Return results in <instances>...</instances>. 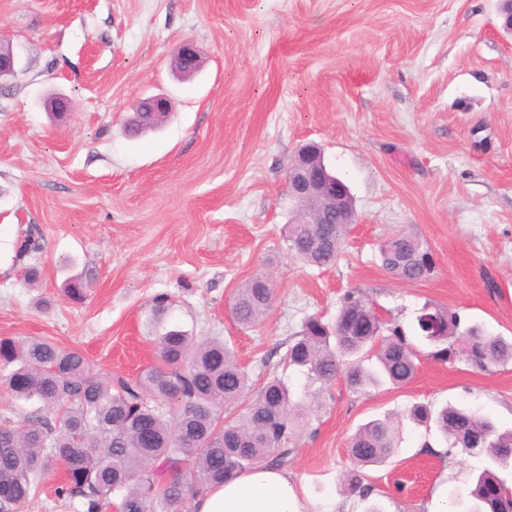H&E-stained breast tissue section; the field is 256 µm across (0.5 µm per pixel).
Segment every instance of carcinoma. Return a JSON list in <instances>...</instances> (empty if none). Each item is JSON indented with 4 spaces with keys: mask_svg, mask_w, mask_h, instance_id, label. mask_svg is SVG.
Listing matches in <instances>:
<instances>
[{
    "mask_svg": "<svg viewBox=\"0 0 512 512\" xmlns=\"http://www.w3.org/2000/svg\"><path fill=\"white\" fill-rule=\"evenodd\" d=\"M154 125L135 113L126 131L135 136ZM347 228L290 224L287 242L302 262L322 268L335 263ZM380 257L383 269L402 281L425 280L435 271L428 248L406 234L387 239ZM88 292L82 280L65 288L74 303L84 302ZM271 299L268 280L252 277L234 295L235 320L244 327L257 325ZM171 308L165 295L152 299L157 362L133 382L102 378L83 353L46 339H0V368L8 370L0 385L19 400L39 404L20 421L0 418V512H17L38 492L41 474L55 464L65 470L55 495L74 512L113 506L118 512H192L194 497L213 485L259 465H288L293 453L288 439L307 417L293 409L288 385L273 377L257 387L223 340L164 327ZM433 314L437 336L428 335L419 315L407 329L348 292L334 323L319 316L303 322L281 363L323 386L341 374L351 389L361 390L384 381L408 384L421 362V344L436 361L461 358L481 370L512 362V340L466 322L457 311ZM245 394L242 414L221 417L224 405ZM409 416L418 424H435L446 454L483 452L489 458L490 465L473 479L466 512H512L511 498L487 496L489 487L507 485L499 469L512 464V429L454 406L437 410L417 404ZM397 445L390 420L360 428L349 445L352 468L344 473L345 489L369 498L372 487L359 468L386 462Z\"/></svg>",
    "mask_w": 512,
    "mask_h": 512,
    "instance_id": "cac0c4a2",
    "label": "carcinoma"
}]
</instances>
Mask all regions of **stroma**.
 I'll list each match as a JSON object with an SVG mask.
<instances>
[{
	"label": "stroma",
	"instance_id": "obj_1",
	"mask_svg": "<svg viewBox=\"0 0 512 512\" xmlns=\"http://www.w3.org/2000/svg\"><path fill=\"white\" fill-rule=\"evenodd\" d=\"M0 35L20 61L0 84V338H44L133 380L155 362L150 305L165 294L170 323L224 338L252 380L282 377L303 403L304 377L278 357L352 290L406 324L428 303L512 337V33L498 0H0ZM188 40L203 64L185 78L174 59ZM55 93L73 102L61 119ZM156 94L170 115L126 136L134 103ZM309 142L357 214L324 268L286 242L288 165ZM398 233L429 248V279L382 268ZM28 239L38 249L22 251ZM261 273L274 298L245 328L232 299ZM79 275L90 291L75 304L62 290ZM323 397L289 439L314 512H424L487 458L445 455L410 408L457 405L510 429L512 363L425 357L406 386L339 377ZM388 416L396 456L366 468L370 500L347 494L352 436Z\"/></svg>",
	"mask_w": 512,
	"mask_h": 512
}]
</instances>
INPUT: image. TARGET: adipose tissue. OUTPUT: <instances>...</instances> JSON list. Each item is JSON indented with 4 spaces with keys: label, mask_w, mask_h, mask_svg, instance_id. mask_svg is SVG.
<instances>
[{
    "label": "adipose tissue",
    "mask_w": 512,
    "mask_h": 512,
    "mask_svg": "<svg viewBox=\"0 0 512 512\" xmlns=\"http://www.w3.org/2000/svg\"><path fill=\"white\" fill-rule=\"evenodd\" d=\"M194 512H309L301 484L287 470L260 466L208 488Z\"/></svg>",
    "instance_id": "1"
}]
</instances>
